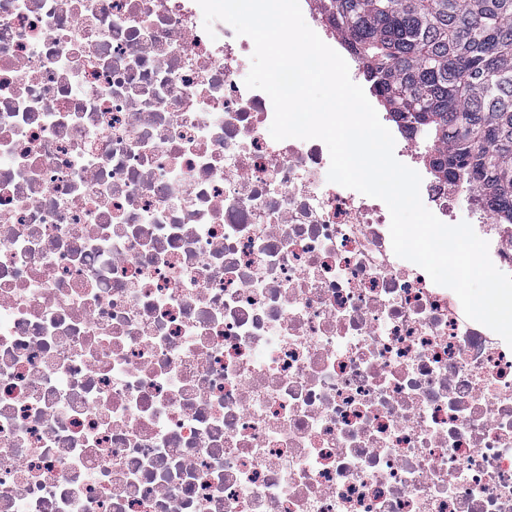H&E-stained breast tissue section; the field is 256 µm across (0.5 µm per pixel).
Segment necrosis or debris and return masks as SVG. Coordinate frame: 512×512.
Listing matches in <instances>:
<instances>
[{
    "mask_svg": "<svg viewBox=\"0 0 512 512\" xmlns=\"http://www.w3.org/2000/svg\"><path fill=\"white\" fill-rule=\"evenodd\" d=\"M253 49L196 0H0V512H512V347L273 140Z\"/></svg>",
    "mask_w": 512,
    "mask_h": 512,
    "instance_id": "1",
    "label": "necrosis or debris"
}]
</instances>
